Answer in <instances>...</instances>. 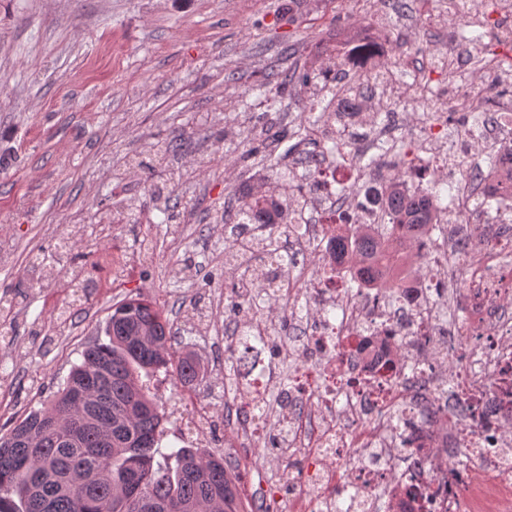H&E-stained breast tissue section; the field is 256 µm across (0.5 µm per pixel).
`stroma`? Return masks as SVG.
<instances>
[{"label":"stroma","mask_w":512,"mask_h":512,"mask_svg":"<svg viewBox=\"0 0 512 512\" xmlns=\"http://www.w3.org/2000/svg\"><path fill=\"white\" fill-rule=\"evenodd\" d=\"M393 0H0V294L13 300L0 325V428L41 408L103 336L114 305L156 302L173 347L201 365L198 405L210 408L209 450L222 455L232 414L224 395V340L232 318L224 216L243 188L269 183L295 162L298 145L270 143L295 127L306 87L267 105L258 87L346 54L347 36L379 25ZM385 27L386 59L423 69L454 19L448 0ZM246 161H239V154ZM173 182L188 201L178 228L164 224L149 182ZM72 238L69 253L54 246ZM148 251L119 288H104L110 239ZM40 263L68 288L71 314L56 321L34 286ZM209 310L204 323L198 312Z\"/></svg>","instance_id":"35a3bbf8"}]
</instances>
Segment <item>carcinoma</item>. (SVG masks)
<instances>
[{
    "label": "carcinoma",
    "mask_w": 512,
    "mask_h": 512,
    "mask_svg": "<svg viewBox=\"0 0 512 512\" xmlns=\"http://www.w3.org/2000/svg\"><path fill=\"white\" fill-rule=\"evenodd\" d=\"M302 84L319 96L328 89L327 74H306ZM401 179L391 176L374 193L382 223L328 238L336 266L349 253L363 257L351 267L360 288L380 284L401 242L420 237L437 218L434 196L407 189ZM298 189L284 171L266 194L242 191L235 223L252 225V235L246 251L229 255L234 264L273 254L293 261L283 239L294 232L290 214L303 205ZM112 322L118 330L84 351L51 403L13 428L10 440L0 437V512H184L182 503L192 512H246L224 458L202 448L161 451L164 414L143 378L164 370L190 385L198 377L195 358L173 350L161 308L127 299L113 308ZM142 324L160 328L162 348L122 335L121 328Z\"/></svg>",
    "instance_id": "carcinoma-1"
}]
</instances>
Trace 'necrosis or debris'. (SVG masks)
<instances>
[{
  "instance_id": "obj_1",
  "label": "necrosis or debris",
  "mask_w": 512,
  "mask_h": 512,
  "mask_svg": "<svg viewBox=\"0 0 512 512\" xmlns=\"http://www.w3.org/2000/svg\"><path fill=\"white\" fill-rule=\"evenodd\" d=\"M475 45L458 31L436 48L431 73L447 75L479 120L448 128L452 98L430 75L365 85L347 95L362 108L388 107L363 138L347 141L342 164L313 151L303 173L315 189L296 220L309 226L291 244L295 257L275 282L288 300V333L264 314L244 316L249 338L224 330V352L241 342L259 364L225 373L236 404L238 437L263 425H288L285 449L305 468L266 475L252 497L288 494V512H512V193L494 210L482 207L486 185L512 166V56L495 54L487 77L472 86ZM427 101L422 122L406 114ZM412 131L419 168L406 169L407 187L434 182L448 169V204L413 249L422 270L395 279V297L381 288H356L323 261L324 239L341 216L376 224L378 204H351L337 186L361 181L364 158L396 152ZM492 146L495 165L474 156ZM277 343L293 374L281 382L264 355Z\"/></svg>"
}]
</instances>
